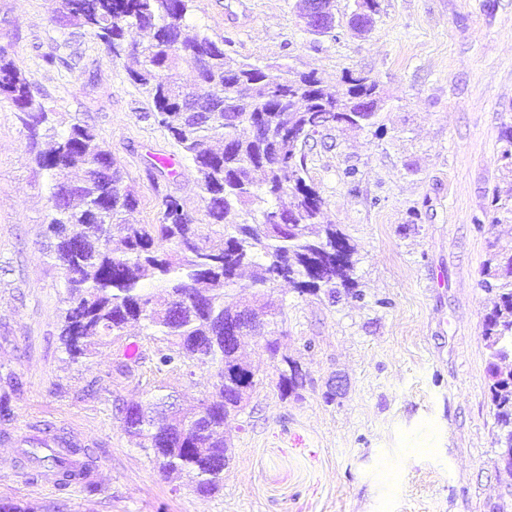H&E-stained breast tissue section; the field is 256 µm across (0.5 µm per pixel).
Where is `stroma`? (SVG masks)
Listing matches in <instances>:
<instances>
[{"label": "stroma", "instance_id": "1", "mask_svg": "<svg viewBox=\"0 0 512 512\" xmlns=\"http://www.w3.org/2000/svg\"><path fill=\"white\" fill-rule=\"evenodd\" d=\"M377 3L358 31L347 24L356 0H333L338 24L323 35L301 21L300 0H193L187 14L189 30L236 59L316 73L340 95L346 74L365 76L387 99L376 125L330 123L302 148L327 222L355 248L363 297L272 286L280 352L307 382L280 398L267 353L245 338L258 385L212 495L160 476L123 434L118 407L145 398L151 373L113 379L114 347L79 363L62 350L63 273L42 248L51 180L16 109L0 101V395L14 408L0 422V500L48 512H512L481 339L492 300L479 286L489 238L512 247V222L495 224L493 205L512 191L501 139L512 123V0ZM55 7L0 0V48L32 81L35 105L52 112L56 133L75 123L95 131L140 200L135 223H158L167 194L202 215L195 169L154 122L131 59ZM50 52L60 63H45ZM162 155L171 171L153 169ZM39 421L94 451L100 493L14 482L20 440Z\"/></svg>", "mask_w": 512, "mask_h": 512}]
</instances>
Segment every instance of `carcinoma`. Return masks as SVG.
Here are the masks:
<instances>
[{"instance_id": "carcinoma-1", "label": "carcinoma", "mask_w": 512, "mask_h": 512, "mask_svg": "<svg viewBox=\"0 0 512 512\" xmlns=\"http://www.w3.org/2000/svg\"><path fill=\"white\" fill-rule=\"evenodd\" d=\"M59 2L65 17L114 53L132 31L150 34L137 44L140 67L129 75L151 99L155 121L193 163L205 201L201 219L167 194L159 223L131 224L127 216L137 196L94 131L74 124L53 136L36 162L54 177L46 234L65 277L59 340L77 361L120 342L130 325L144 329L155 348L150 355L138 345L123 350L112 374L124 380L136 379L145 366L155 375L218 367L212 390L193 406L169 408L176 395L159 384L145 401L119 408L121 430L161 475H184L197 492L212 494L224 487L228 434L257 385L252 379L230 386L242 380L247 363L240 345L224 343V324L238 322L241 335H251L256 323L274 327L282 315V304L267 293L238 298L232 287L248 270L260 289L282 280L300 294L351 292L355 249L337 225L323 222L324 200L304 177L302 145L331 121L342 129L374 125L384 99L366 77L346 75L339 100L314 72L272 75L234 59L224 43L185 32L191 0ZM184 68L195 73L191 88L181 82ZM205 92L199 104L206 120L193 123L184 103ZM0 97L16 107L31 136L51 130L48 113L31 105L33 83L2 48ZM284 195L291 198L286 210L278 206ZM480 286L495 296L481 338L498 443L511 445L512 253L490 254ZM305 382L297 362L288 361V386L277 383L280 396L297 393ZM32 430L27 443L47 451L34 458L55 476L58 491H100L89 449H59L63 441L52 424L36 423Z\"/></svg>"}]
</instances>
